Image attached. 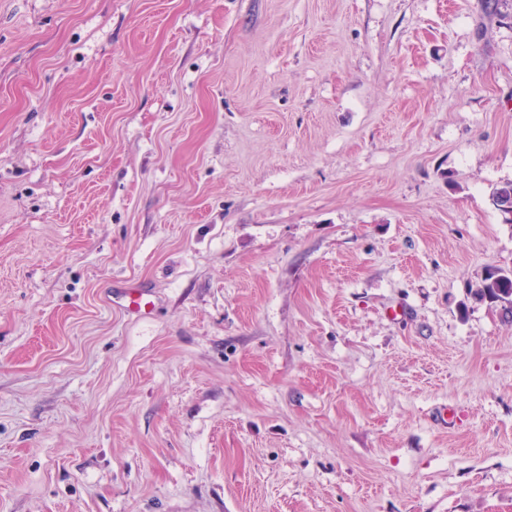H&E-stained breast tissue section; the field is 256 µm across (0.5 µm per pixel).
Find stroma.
Instances as JSON below:
<instances>
[{
    "mask_svg": "<svg viewBox=\"0 0 512 512\" xmlns=\"http://www.w3.org/2000/svg\"><path fill=\"white\" fill-rule=\"evenodd\" d=\"M507 181L512 0H0V512H512ZM479 294L490 302L512 304V271H493L484 279ZM122 303L121 309L130 315L146 316L151 313L154 302L149 299L150 293L146 288H118Z\"/></svg>",
    "mask_w": 512,
    "mask_h": 512,
    "instance_id": "obj_1",
    "label": "stroma"
}]
</instances>
